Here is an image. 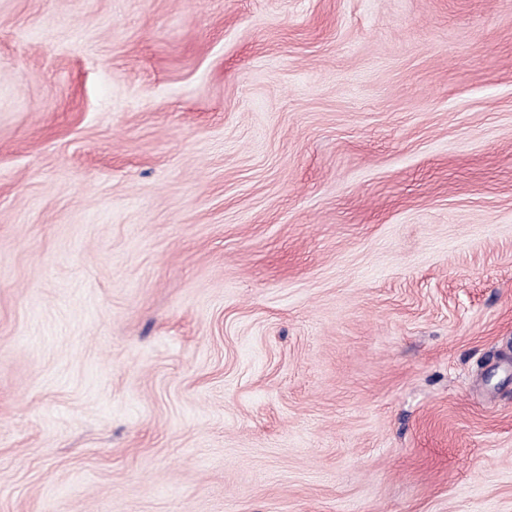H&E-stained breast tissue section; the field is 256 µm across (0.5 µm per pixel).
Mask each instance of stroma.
Wrapping results in <instances>:
<instances>
[{
    "label": "stroma",
    "instance_id": "obj_1",
    "mask_svg": "<svg viewBox=\"0 0 512 512\" xmlns=\"http://www.w3.org/2000/svg\"><path fill=\"white\" fill-rule=\"evenodd\" d=\"M0 512H512V0H0Z\"/></svg>",
    "mask_w": 512,
    "mask_h": 512
}]
</instances>
